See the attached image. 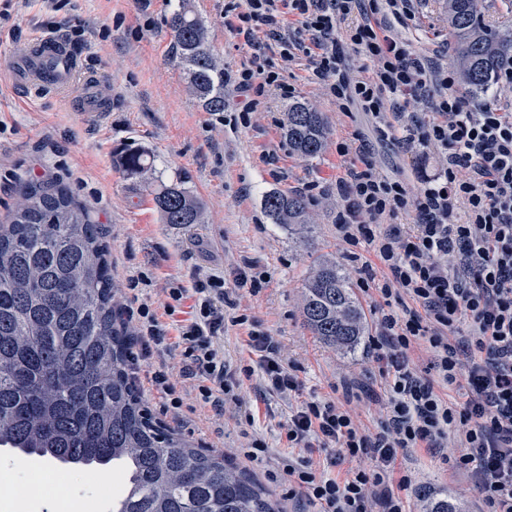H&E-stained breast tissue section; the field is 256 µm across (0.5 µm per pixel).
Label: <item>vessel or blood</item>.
Here are the masks:
<instances>
[{
	"label": "vessel or blood",
	"mask_w": 512,
	"mask_h": 512,
	"mask_svg": "<svg viewBox=\"0 0 512 512\" xmlns=\"http://www.w3.org/2000/svg\"><path fill=\"white\" fill-rule=\"evenodd\" d=\"M80 55L63 37L54 34L36 35L26 53L17 57L12 68L13 80L21 85L39 84L60 91L70 90L77 82ZM85 85V103L96 110L98 117H107L112 91L101 80L89 78Z\"/></svg>",
	"instance_id": "vessel-or-blood-1"
}]
</instances>
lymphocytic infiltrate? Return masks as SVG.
<instances>
[{"label": "lymphocytic infiltrate", "mask_w": 512, "mask_h": 512, "mask_svg": "<svg viewBox=\"0 0 512 512\" xmlns=\"http://www.w3.org/2000/svg\"><path fill=\"white\" fill-rule=\"evenodd\" d=\"M411 2L224 0L225 28L251 45L259 34L271 35L278 46L277 56L255 55L238 71L242 115L255 111L269 90L291 96L283 65L302 51L340 110L357 107L406 148L437 151L447 159L412 195L405 181L388 177L368 159L360 138L338 144L350 168L337 185L345 207L337 215L336 234L352 248L348 260L361 264L363 292L396 304L378 317L370 339L385 363L382 430L373 436L361 431L335 401L304 402L284 430L305 455L283 470L319 512H372L374 502L379 512H406L402 493L409 480L395 475L398 449L444 452L455 471L470 477L485 512H512V113L464 102L451 75L443 79L442 92L433 93V60L414 54L390 33L392 22L409 19ZM291 15L299 24L293 34ZM344 21L349 28L340 40L336 28ZM349 49L371 65L368 78L345 69ZM428 98L435 101L436 118L423 124L405 106ZM411 209L418 223L397 225L398 214ZM362 248L373 252L375 263L361 262ZM168 295L189 306L173 337L148 303L130 299L118 306L119 319L132 326L139 345L134 362L183 349L180 375L195 383L203 403L219 415L225 405H241V380L254 367L229 372L216 343L224 333L228 298L223 277L200 275L188 287L175 283ZM422 342L436 379L416 374L410 353ZM249 344L267 391H299L301 383L283 365L272 336L251 330ZM438 380L465 381L464 402L448 405L435 390ZM452 429L461 433L453 449ZM332 445L337 462L369 455L377 470L358 469L341 480L317 473L310 453Z\"/></svg>", "instance_id": "1"}]
</instances>
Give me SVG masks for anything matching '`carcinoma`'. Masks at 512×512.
Listing matches in <instances>:
<instances>
[{
    "label": "carcinoma",
    "instance_id": "cac0c4a2",
    "mask_svg": "<svg viewBox=\"0 0 512 512\" xmlns=\"http://www.w3.org/2000/svg\"><path fill=\"white\" fill-rule=\"evenodd\" d=\"M449 35L464 84L478 92L512 64V31L485 21L478 0H448ZM170 28L190 88L209 112L224 111V68L201 20L184 5ZM285 138L297 156L321 154L327 125L302 102L288 105ZM130 175L140 153L120 157ZM0 221V447L61 463L126 470L112 512H280L270 493L224 455L184 440L147 411L130 376L131 340L112 305L108 249L87 209L61 182L29 183ZM164 223L198 224L199 202L178 184L154 194ZM264 207L279 224L306 221L308 203L271 191ZM304 321L342 349L366 336L358 299L334 262L307 280ZM428 512H456L448 496L423 489Z\"/></svg>",
    "mask_w": 512,
    "mask_h": 512
}]
</instances>
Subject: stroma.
<instances>
[{
	"instance_id": "stroma-1",
	"label": "stroma",
	"mask_w": 512,
	"mask_h": 512,
	"mask_svg": "<svg viewBox=\"0 0 512 512\" xmlns=\"http://www.w3.org/2000/svg\"><path fill=\"white\" fill-rule=\"evenodd\" d=\"M185 2L203 21L211 49L224 65V110L218 114L207 112L191 93L175 56L169 22ZM222 8V0H67L61 10L49 12L42 0H25L11 25L0 29V219L15 208L25 183L60 180L101 227L115 295L127 293L132 278L149 277L154 307L167 325L174 322L164 292L170 281L190 284L200 270L223 276L232 300L224 309L227 364L236 369L259 361L247 327L233 322L237 315H248L278 341L285 364L302 383L300 390L283 398L265 391L260 375L243 380L241 394L254 416L250 423L231 409L215 418L190 397L183 402L181 420H171L146 379L140 383L142 398L172 430L254 475L283 512H316L301 494L290 492L282 470V459L302 454L285 438L282 425L289 413L307 400L336 398V384L345 377L356 383L350 406L358 421L369 433L380 430L368 401L382 393L383 363L370 343L352 354L328 347L310 333L302 316L303 285L317 257L336 261L349 271L350 283L358 281L336 236V216L344 206L336 183L347 170L336 146L361 135L368 158L412 191L447 160L433 151L404 152L362 112L343 113L300 53L286 72L291 99L269 91L255 112L241 118L235 77L254 50L225 28ZM412 10L414 19L395 25V33L414 53L436 57L441 72L455 70L447 0H413ZM38 33L73 41L84 71L110 85L108 118L78 109L73 94L13 86L10 62ZM292 100L308 104L327 121L325 148L316 159L303 160L288 149L282 126ZM134 151L146 153L150 162L140 176L128 175L120 165L122 153ZM172 183L200 202V223H164L152 198ZM272 190L308 200L307 234L267 214L263 199ZM248 262L269 275L255 295L235 283L238 269ZM256 440L270 448L269 459L247 458ZM396 469L410 479L403 493L407 512H424L419 491L428 486L446 489L465 512L484 510L468 479L425 450H399ZM67 471L71 494L84 503L85 512H109L124 486L118 465H71Z\"/></svg>"
}]
</instances>
